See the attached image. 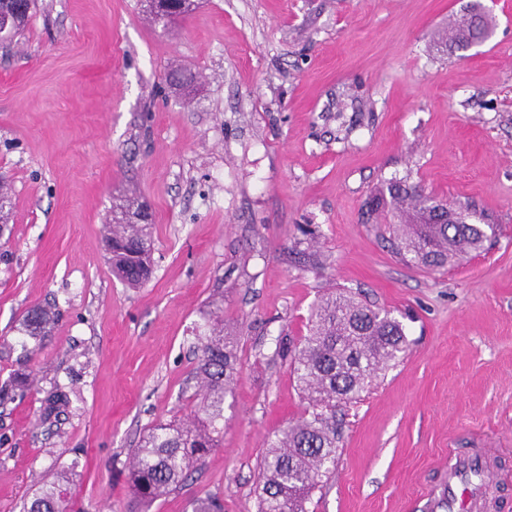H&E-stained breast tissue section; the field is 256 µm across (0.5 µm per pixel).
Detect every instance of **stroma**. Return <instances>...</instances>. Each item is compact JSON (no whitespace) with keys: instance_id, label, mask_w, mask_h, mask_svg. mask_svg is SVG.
<instances>
[{"instance_id":"stroma-1","label":"stroma","mask_w":512,"mask_h":512,"mask_svg":"<svg viewBox=\"0 0 512 512\" xmlns=\"http://www.w3.org/2000/svg\"><path fill=\"white\" fill-rule=\"evenodd\" d=\"M484 43L441 37L471 0H199L170 30L142 0H37L0 48V512L57 473L82 512H133L131 451L191 410L197 336L215 304L238 340L224 446L149 512H256L267 446L305 415L279 337L346 292L401 321L408 350L339 403L336 467L308 512H422L452 448L512 469V0H482ZM177 64L193 80L169 85ZM407 179L498 227L440 271L403 262L392 210ZM151 214L153 273L113 274L112 208ZM55 326L24 361L19 324ZM69 405L46 421L56 387ZM20 331L33 341L32 352L35 347L41 345L45 338L51 333L54 325V315L51 309L45 307H33L28 309L21 319Z\"/></svg>"}]
</instances>
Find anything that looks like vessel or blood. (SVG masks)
<instances>
[{
    "label": "vessel or blood",
    "mask_w": 512,
    "mask_h": 512,
    "mask_svg": "<svg viewBox=\"0 0 512 512\" xmlns=\"http://www.w3.org/2000/svg\"><path fill=\"white\" fill-rule=\"evenodd\" d=\"M494 459L485 448L449 449L448 476L442 487L429 492L428 512H484L488 493L500 481Z\"/></svg>",
    "instance_id": "b4317fda"
}]
</instances>
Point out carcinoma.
<instances>
[{
    "label": "carcinoma",
    "instance_id": "cac0c4a2",
    "mask_svg": "<svg viewBox=\"0 0 512 512\" xmlns=\"http://www.w3.org/2000/svg\"><path fill=\"white\" fill-rule=\"evenodd\" d=\"M17 15L11 30L0 34V44L10 45L24 31L34 0H8ZM491 24L475 3L456 23L451 48L466 50L485 39ZM411 205L408 223L398 225L396 253L417 266L439 270L457 255L480 251L495 237L492 224L472 223L467 206H450L422 194L413 185L395 182L370 199L371 208L386 205L401 210ZM139 224L106 225V247L112 272L126 285L137 288L152 274L151 245L144 223L148 210L137 207ZM51 309L33 307L21 319L22 335L38 347L51 333ZM197 403L187 418L152 429L133 450L131 483L136 502L147 507L185 484L204 458L222 447L224 400L237 376L234 340L224 335L221 307L211 312L210 324L197 337ZM407 340L401 324L354 297L338 294L327 298L312 313L310 334L299 345L283 336L277 354L291 358L293 373L309 400L306 417L285 429L268 444L259 466L256 484L257 512H306L305 504L336 464V404L358 395L379 370L405 351ZM68 405L62 390L45 400L43 418H56ZM70 480L66 473L37 491L23 512H72Z\"/></svg>",
    "mask_w": 512,
    "mask_h": 512
}]
</instances>
